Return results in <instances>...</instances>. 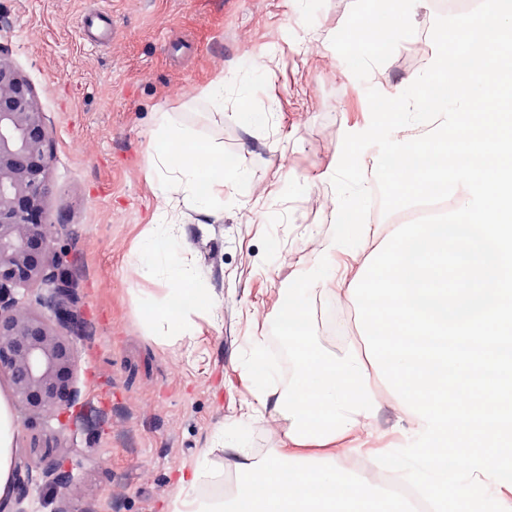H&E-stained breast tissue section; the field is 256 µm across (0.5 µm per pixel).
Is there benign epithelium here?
Listing matches in <instances>:
<instances>
[{"label": "benign epithelium", "instance_id": "1", "mask_svg": "<svg viewBox=\"0 0 512 512\" xmlns=\"http://www.w3.org/2000/svg\"><path fill=\"white\" fill-rule=\"evenodd\" d=\"M51 163L48 132L28 82L0 60V373L9 376L14 401L33 416L58 414L75 400L78 368L74 334L80 320L70 302L68 269L47 272L54 225L44 220ZM42 283L47 293L20 295L19 286ZM48 309L57 326L36 308ZM57 456L46 483L67 486Z\"/></svg>", "mask_w": 512, "mask_h": 512}]
</instances>
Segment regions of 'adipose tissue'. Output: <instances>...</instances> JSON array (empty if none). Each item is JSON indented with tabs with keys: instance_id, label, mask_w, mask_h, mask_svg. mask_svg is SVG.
Masks as SVG:
<instances>
[{
	"instance_id": "ef3b65f1",
	"label": "adipose tissue",
	"mask_w": 512,
	"mask_h": 512,
	"mask_svg": "<svg viewBox=\"0 0 512 512\" xmlns=\"http://www.w3.org/2000/svg\"><path fill=\"white\" fill-rule=\"evenodd\" d=\"M158 193H176L184 202L209 206L224 192V155L203 144L185 127L174 124L167 113H158L150 134ZM377 225L349 224L315 258L303 281L285 292L282 317L294 329L285 336L293 354L295 377L286 392L267 391L268 368L252 376L251 394L270 414L288 423L279 448L262 461L239 465L235 500L249 501L252 512H334L336 498L358 505L361 512H403L401 503L379 501L373 482L358 475L348 453L335 445L361 428L373 426L381 412L375 369L360 352V339L347 337L339 354L325 353L311 330L310 302L324 295L349 299L352 281L340 261L367 257L381 242ZM188 246L182 225L153 224L147 229L134 257V268L146 279L164 276L168 290L163 297L149 296L143 318L158 336L194 341L193 325L183 308L186 294L196 295L203 308H214L207 289L201 288L195 270L184 254ZM18 425L4 396L0 395V499L12 491L11 449ZM306 485L309 493L291 492V484Z\"/></svg>"
}]
</instances>
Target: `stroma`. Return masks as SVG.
Listing matches in <instances>:
<instances>
[{"instance_id":"35a3bbf8","label":"stroma","mask_w":512,"mask_h":512,"mask_svg":"<svg viewBox=\"0 0 512 512\" xmlns=\"http://www.w3.org/2000/svg\"><path fill=\"white\" fill-rule=\"evenodd\" d=\"M366 0H0V58L30 85L53 159L45 220L68 254L76 309V406L22 428L14 449L30 469L31 494L0 512H168L181 468L209 458L215 472L238 458L211 446L216 428L262 460L284 438L285 420L241 421L255 341H269L289 285L301 280L333 237L338 200L331 178L344 132L370 116L366 91L397 95L418 72L399 66L420 29H432L428 0H409V21L388 9L392 37L371 77L345 69L337 43L367 21ZM100 14L86 27L89 12ZM224 78V107L198 100ZM254 122L235 117L241 106ZM192 128L234 156L224 201L210 212L183 206L178 223L194 248L204 287L220 302L216 322L198 319L197 345L152 335L140 300L160 285L131 263L162 199L151 186L149 139L156 113ZM82 141L85 151L71 150ZM306 180L311 189L293 193ZM376 430L356 446L374 458L402 448L398 409L383 392ZM68 454L74 481L49 488L46 446Z\"/></svg>"}]
</instances>
